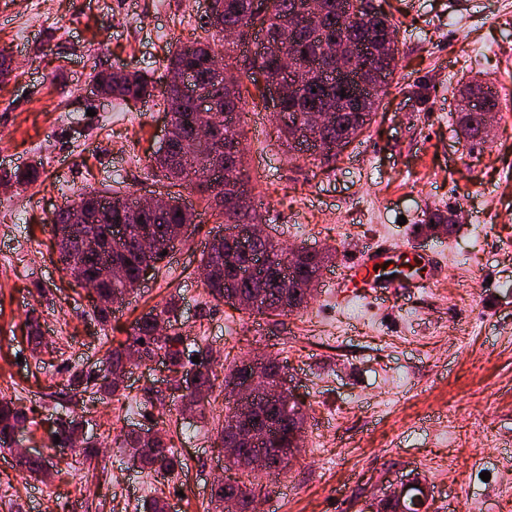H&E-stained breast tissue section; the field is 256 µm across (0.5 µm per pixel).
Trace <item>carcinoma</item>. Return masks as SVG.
Segmentation results:
<instances>
[{
	"instance_id": "cac0c4a2",
	"label": "carcinoma",
	"mask_w": 512,
	"mask_h": 512,
	"mask_svg": "<svg viewBox=\"0 0 512 512\" xmlns=\"http://www.w3.org/2000/svg\"><path fill=\"white\" fill-rule=\"evenodd\" d=\"M268 12L255 17L251 11V0H214L211 14L202 18L201 27L211 33V38L224 43V28L235 26L252 31L260 27L266 35L283 39L288 54L301 66L298 71L299 86L288 95L278 120L280 133L288 142V148L294 150V127L305 124L309 113L328 105L339 104L336 120L330 128L314 135V140L328 145L326 151H311L309 155L330 161L336 159V145L347 146L364 133L370 126L385 93L387 80L397 68L398 48L394 37V23L391 17L375 0H363L370 11H362L366 20L362 23L354 20L358 0H303L305 11L315 22L310 30H302L293 35L283 28V19L293 7L292 0H269ZM217 54L209 41L194 40L181 46L167 57L166 69L172 71H190L205 79L212 86V97L217 108L208 107L200 112L187 96L177 91L163 93V103L170 117L175 141L168 146H159L153 156V176L166 188L169 204L158 213L144 215L140 222L132 225L129 237L112 244V251L104 254L106 258H117L122 264L125 276L122 280L102 288V293L113 295L117 299L129 296L136 290L139 255L135 244L138 230L150 233L157 242L155 262L164 259L162 253L168 249V243L178 225L184 223L186 208L180 192L176 188L183 185L196 189L205 181L210 172V147L201 146L195 156H188L178 149L179 142L188 139L194 131L191 120L198 118L209 126L222 128L223 147L227 148L233 140L240 138V131L232 123L230 116L239 114L248 105L243 88L236 89L233 95L224 93V79L211 75L208 62ZM267 66L275 70L274 62L265 59L260 43H255L253 55L244 60V69L250 71ZM93 81L102 93L124 102L141 101L153 96V80L145 73L110 71L101 69L94 72ZM474 98L471 109L456 110L457 124L469 141L477 147L485 143L478 136L482 116L485 113L499 112V99L495 87L487 82L471 81L465 84L460 98ZM128 202L127 196L119 190L90 191L54 213L51 223L68 224L72 211L80 208L87 223L75 231L77 237L95 236L101 232V226L112 223L119 214L118 206ZM226 233L220 235V244L209 245L203 254L202 264L210 269L205 286L216 300L225 299L224 292L233 288L241 294V300L234 308L248 314L262 316H280L288 313L276 305L281 288V271L284 262H289L291 278L288 279V297L293 300L291 309H299L308 303L302 291V284L317 281L322 269L332 259V252L310 251L297 253L290 257L284 255L279 244L262 240L257 242L252 254L264 258V266L257 273L245 277L242 270L247 268L246 259L238 250L236 239L229 233L237 224H250L259 216L257 210L220 209ZM456 222L453 211L436 209L430 212L422 232L446 233L452 231ZM177 306L170 302L160 311L152 310L136 320L126 342L112 350L107 358L111 366L109 374L104 376L98 391L112 397L121 391L128 365V354L134 350L140 357L149 359L161 353L169 361L170 369L180 373L186 358L190 357L184 347L182 337L167 330L174 328ZM199 363L195 364L196 380L181 378L170 384V396L181 402L184 412L194 413L212 391V369L208 353L199 348L195 351ZM93 379V371L81 370L70 375L66 389L70 396L68 402L78 406L76 397L86 391ZM281 416L277 447L286 448L295 431H301L305 425V414L297 405L288 403V397L272 406H259L253 410H224V424L220 429V438L224 448H243L240 440L242 427L257 425L270 415ZM28 419L24 408L7 400L0 401V447H11L14 433L24 426ZM60 441L68 443L81 452L82 457L91 460L98 454L96 444L84 437V422L69 417L57 432ZM121 447L130 449L139 468L148 474L164 478L182 467L181 460L173 451L171 440L156 431L141 433L131 431L124 436ZM51 461L42 457L22 461L27 472L45 477L49 474ZM252 486L244 482L225 483L211 492V504L220 509V502L236 496L239 499V512H250Z\"/></svg>"
}]
</instances>
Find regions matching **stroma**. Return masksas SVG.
<instances>
[{
  "label": "stroma",
  "instance_id": "obj_1",
  "mask_svg": "<svg viewBox=\"0 0 512 512\" xmlns=\"http://www.w3.org/2000/svg\"><path fill=\"white\" fill-rule=\"evenodd\" d=\"M0 0V178L37 167L32 184L0 188V398L29 408L20 445L48 454L70 373L102 363L134 322L175 301L188 347L210 350L214 388L200 412L148 399L166 388L162 364L133 366L123 395L83 393L85 435L105 445L95 460L68 456L43 480L0 449V512H137L153 495L172 512H211L225 470L215 445L224 420L229 358L269 355L293 378L306 411L301 451L266 486L263 512H361L389 482L416 479L438 512H512V0H382L399 66L370 128L335 162L289 151L273 106L241 117L245 174L277 241L335 256L307 306L250 315L209 295L202 252L221 229L192 189L195 224L136 293L99 324L83 288L56 262L53 214L78 194L115 185L156 188L148 157L167 128L163 106L94 95L101 68L164 74L167 51L204 39L205 0ZM501 96L495 135L471 148L456 125V90L471 79ZM451 209L452 233L416 234L426 211ZM445 263L414 295L337 305L330 283L348 253L376 237ZM45 345L32 353L30 325ZM165 431L184 468L141 471L121 437ZM490 480H482V472Z\"/></svg>",
  "mask_w": 512,
  "mask_h": 512
}]
</instances>
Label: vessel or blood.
I'll use <instances>...</instances> for the list:
<instances>
[{
	"label": "vessel or blood",
	"mask_w": 512,
	"mask_h": 512,
	"mask_svg": "<svg viewBox=\"0 0 512 512\" xmlns=\"http://www.w3.org/2000/svg\"><path fill=\"white\" fill-rule=\"evenodd\" d=\"M398 256L405 257L407 262L423 268L438 265L442 261L440 254H416L410 252L405 245L386 238H376L344 261L335 283L337 303L343 304L355 298L414 293L425 289L426 280L417 275L398 272L393 278H386V262Z\"/></svg>",
	"instance_id": "b4317fda"
}]
</instances>
